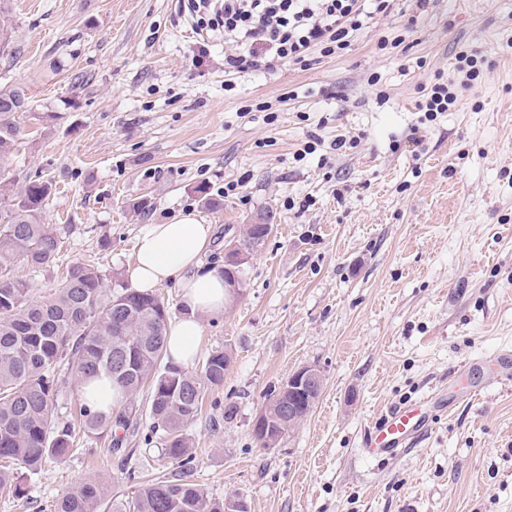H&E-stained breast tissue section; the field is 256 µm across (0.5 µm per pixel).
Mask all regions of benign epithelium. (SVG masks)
Returning <instances> with one entry per match:
<instances>
[{"mask_svg": "<svg viewBox=\"0 0 512 512\" xmlns=\"http://www.w3.org/2000/svg\"><path fill=\"white\" fill-rule=\"evenodd\" d=\"M265 242L263 238L251 239L247 243L231 241L224 246V271L226 283L232 296L243 294L245 282L237 277L236 270L242 268L250 256ZM323 387L321 372L313 366L295 371L278 387L270 399L280 411L288 416V423L278 420L270 411L269 404L256 413L252 431L259 443L268 448L276 447L286 435L283 427L293 428L309 413Z\"/></svg>", "mask_w": 512, "mask_h": 512, "instance_id": "7a95c632", "label": "benign epithelium"}]
</instances>
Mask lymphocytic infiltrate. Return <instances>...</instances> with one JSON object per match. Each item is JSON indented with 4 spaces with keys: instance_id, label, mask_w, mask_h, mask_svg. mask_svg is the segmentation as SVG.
<instances>
[{
    "instance_id": "lymphocytic-infiltrate-1",
    "label": "lymphocytic infiltrate",
    "mask_w": 512,
    "mask_h": 512,
    "mask_svg": "<svg viewBox=\"0 0 512 512\" xmlns=\"http://www.w3.org/2000/svg\"><path fill=\"white\" fill-rule=\"evenodd\" d=\"M394 6L395 0H187L200 29L221 31L234 44L224 56L228 91L245 74L270 72L284 62L305 68L316 57L341 55L360 30L391 16ZM486 62L481 51L460 50L459 81L441 79L424 88L418 109L425 120L454 107V85L477 84Z\"/></svg>"
}]
</instances>
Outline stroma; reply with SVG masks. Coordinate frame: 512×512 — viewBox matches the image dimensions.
<instances>
[{"instance_id": "stroma-1", "label": "stroma", "mask_w": 512, "mask_h": 512, "mask_svg": "<svg viewBox=\"0 0 512 512\" xmlns=\"http://www.w3.org/2000/svg\"><path fill=\"white\" fill-rule=\"evenodd\" d=\"M407 22L405 42L379 50V36ZM0 30L16 49L0 53V84L27 89L37 111L12 166L52 182L42 219L61 240L52 267L15 268L34 299L76 262L132 284L148 224L190 213L213 225L203 263L217 269L244 225L274 226L243 293L202 320L188 370L215 350L232 362L187 428L189 480L213 499L244 496L249 512H512V381L490 362L512 349V0H431L422 13L397 0L342 56L230 92V42L210 40L192 65L200 37L179 0H0ZM465 47L488 58L481 83L420 123L422 88L453 76ZM258 102L274 121L244 112ZM311 135L358 145L302 156ZM141 198L148 208L133 212ZM475 359L483 391L457 401L452 375ZM304 366L323 376L319 397L276 448H261L255 414ZM421 400L436 419L417 445L364 455L376 417ZM135 405L123 452L108 432L77 437L65 461L25 476L24 497H1L0 512H53L85 481L104 485L108 510L171 472L147 394Z\"/></svg>"}]
</instances>
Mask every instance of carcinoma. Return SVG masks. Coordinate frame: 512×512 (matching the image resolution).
<instances>
[{"label":"carcinoma","instance_id":"1","mask_svg":"<svg viewBox=\"0 0 512 512\" xmlns=\"http://www.w3.org/2000/svg\"><path fill=\"white\" fill-rule=\"evenodd\" d=\"M32 111L20 86H0V496L24 493L19 470H40L49 458L72 453L75 431L100 435L136 418L134 397L150 392L151 433L162 435V455L179 470L143 484L115 512H224V500L208 497L187 478L192 462L187 425L197 415L204 388L224 382V351L208 355L189 371L166 359L169 311L151 291L111 289L99 269L75 263L54 284L46 302L32 299V286L13 273L23 261L32 271L49 268L60 239L42 222L52 183L20 182L9 168L21 119ZM70 370L75 388L108 379L126 396L118 409L93 410L78 400L79 424L60 419L58 371ZM105 488L78 484L56 512H100Z\"/></svg>","mask_w":512,"mask_h":512}]
</instances>
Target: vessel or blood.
<instances>
[{
	"label": "vessel or blood",
	"instance_id": "vessel-or-blood-1",
	"mask_svg": "<svg viewBox=\"0 0 512 512\" xmlns=\"http://www.w3.org/2000/svg\"><path fill=\"white\" fill-rule=\"evenodd\" d=\"M426 428L424 418L416 416L412 409L395 407L369 428L363 441L364 452L374 458L396 455L412 445Z\"/></svg>",
	"mask_w": 512,
	"mask_h": 512
}]
</instances>
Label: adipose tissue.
Wrapping results in <instances>:
<instances>
[{
	"label": "adipose tissue",
	"instance_id": "adipose-tissue-1",
	"mask_svg": "<svg viewBox=\"0 0 512 512\" xmlns=\"http://www.w3.org/2000/svg\"><path fill=\"white\" fill-rule=\"evenodd\" d=\"M212 227L186 215L171 224L147 225L137 239L132 278L138 288L150 290L179 279L186 316L169 324L167 353L179 364L191 362L199 348L200 315L223 312L229 292L223 274L202 270V256Z\"/></svg>",
	"mask_w": 512,
	"mask_h": 512
}]
</instances>
